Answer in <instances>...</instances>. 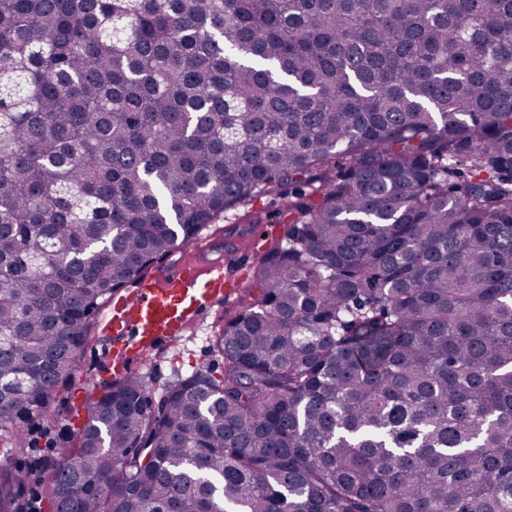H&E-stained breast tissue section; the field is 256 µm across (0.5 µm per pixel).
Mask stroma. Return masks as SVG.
Instances as JSON below:
<instances>
[{"label":"stroma","instance_id":"obj_1","mask_svg":"<svg viewBox=\"0 0 512 512\" xmlns=\"http://www.w3.org/2000/svg\"><path fill=\"white\" fill-rule=\"evenodd\" d=\"M284 205V199L274 195L239 204L215 223L204 226L194 243L151 264V271L164 269L178 258L191 256L200 244L211 245L216 251L230 244L237 249L236 254L225 258L236 288L225 291L223 299L211 305L206 318L187 328L176 342L157 341L153 346L130 350L127 363L122 365L110 357L112 336L104 330L102 322L94 323V332L85 345L72 381L61 390L49 417L40 420L38 428L28 434L24 453L12 461L13 466L31 471L30 495H39L47 464L57 459L61 448L73 444L76 433L87 420L91 397L120 377L123 366H130L144 377L157 398L176 376L221 369L222 359L212 350L213 338L225 320L241 308L259 255L282 237L284 226L278 220V213Z\"/></svg>","mask_w":512,"mask_h":512}]
</instances>
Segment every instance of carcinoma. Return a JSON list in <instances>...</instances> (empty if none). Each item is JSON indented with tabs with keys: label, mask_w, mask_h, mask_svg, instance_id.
Segmentation results:
<instances>
[{
	"label": "carcinoma",
	"mask_w": 512,
	"mask_h": 512,
	"mask_svg": "<svg viewBox=\"0 0 512 512\" xmlns=\"http://www.w3.org/2000/svg\"><path fill=\"white\" fill-rule=\"evenodd\" d=\"M271 192L220 375L108 384L51 512H512V0H0V443Z\"/></svg>",
	"instance_id": "carcinoma-1"
}]
</instances>
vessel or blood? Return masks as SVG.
I'll return each instance as SVG.
<instances>
[{
  "label": "vessel or blood",
  "mask_w": 512,
  "mask_h": 512,
  "mask_svg": "<svg viewBox=\"0 0 512 512\" xmlns=\"http://www.w3.org/2000/svg\"><path fill=\"white\" fill-rule=\"evenodd\" d=\"M227 277L223 261L204 265L185 262L161 282L143 281L138 296L110 311L106 325L118 339L117 359L130 345L178 336L187 323L201 321L210 304L223 297Z\"/></svg>",
  "instance_id": "vessel-or-blood-1"
}]
</instances>
